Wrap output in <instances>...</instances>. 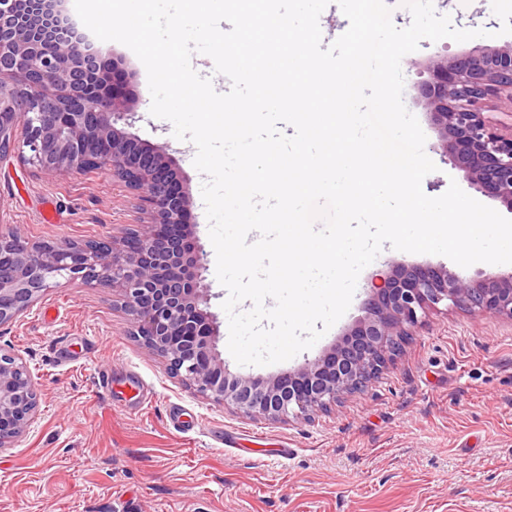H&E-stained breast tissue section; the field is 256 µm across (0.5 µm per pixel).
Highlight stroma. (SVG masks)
Returning <instances> with one entry per match:
<instances>
[{
    "instance_id": "1",
    "label": "stroma",
    "mask_w": 512,
    "mask_h": 512,
    "mask_svg": "<svg viewBox=\"0 0 512 512\" xmlns=\"http://www.w3.org/2000/svg\"><path fill=\"white\" fill-rule=\"evenodd\" d=\"M454 27L481 30L465 42L421 41L401 61L403 101L426 135L436 166L423 182L444 194L458 172L433 146L438 133L418 102L435 55L512 45L492 0H433ZM131 92L132 134L166 148L192 202L209 310L232 373L271 378L294 371L341 341L361 316L372 278L397 264H431L468 277H496L507 264L460 268L442 255L384 247L358 278L348 311L310 349L268 366L227 353V290L193 160L170 121L151 115L147 73L115 41L98 44ZM135 195L110 168L46 176L17 154L0 157V228L31 243L104 240L138 229ZM0 346L27 362L39 415L0 452V512H512V322L452 307L431 313L404 355L364 392L314 421H255L172 378L161 357L129 333L108 289L60 281L15 322ZM109 372L110 389L99 384Z\"/></svg>"
}]
</instances>
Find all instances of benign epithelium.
Instances as JSON below:
<instances>
[{
    "label": "benign epithelium",
    "mask_w": 512,
    "mask_h": 512,
    "mask_svg": "<svg viewBox=\"0 0 512 512\" xmlns=\"http://www.w3.org/2000/svg\"><path fill=\"white\" fill-rule=\"evenodd\" d=\"M420 97L438 132L437 151L463 178L512 211V123L483 112H512V46L435 55ZM128 99L85 36L65 33L50 0H0V156L16 151L47 175L84 170L101 143L108 165L146 216L134 238L102 246L31 243L0 231V326L32 307L59 279L108 288L145 352L194 391L246 418L310 421L363 392L407 337L441 303L512 322V272L465 277L443 266L397 265L371 283L365 315L314 361L272 379L229 371L207 310L202 258L192 237L190 200L160 148L117 127ZM22 137H17V130ZM39 397L21 355L0 347V451L37 418Z\"/></svg>",
    "instance_id": "benign-epithelium-1"
}]
</instances>
